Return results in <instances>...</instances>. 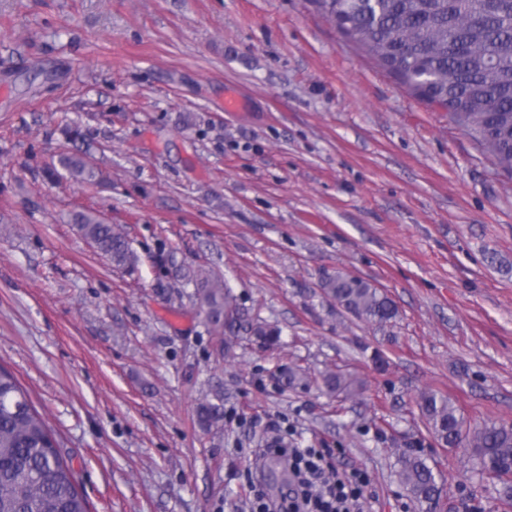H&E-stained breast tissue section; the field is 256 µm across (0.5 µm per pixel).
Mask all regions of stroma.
Wrapping results in <instances>:
<instances>
[{
    "mask_svg": "<svg viewBox=\"0 0 512 512\" xmlns=\"http://www.w3.org/2000/svg\"><path fill=\"white\" fill-rule=\"evenodd\" d=\"M231 87L250 111H223ZM68 121L101 182L45 178L72 149ZM81 210L123 227L135 271L81 238ZM174 263L223 276L279 345L210 332ZM336 271L384 290L395 326L327 299ZM0 364L91 512H246L245 470L287 486L257 453L285 427L369 474L364 512H427L394 475L417 438L440 512H512L416 405L432 390L465 428L512 425V179L314 0H0ZM283 365L314 387L280 388ZM329 370L362 390L322 393ZM218 393L214 438L196 409Z\"/></svg>",
    "mask_w": 512,
    "mask_h": 512,
    "instance_id": "1",
    "label": "stroma"
}]
</instances>
